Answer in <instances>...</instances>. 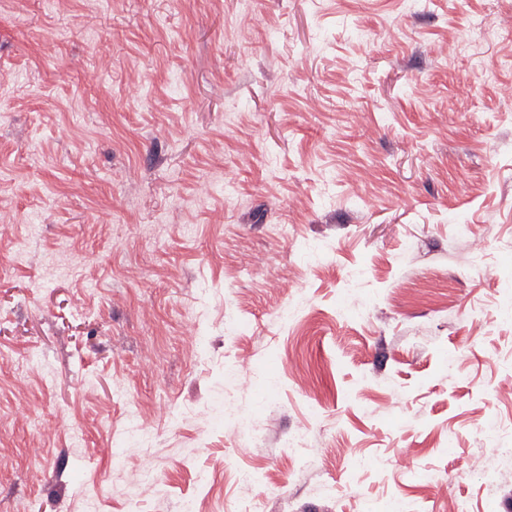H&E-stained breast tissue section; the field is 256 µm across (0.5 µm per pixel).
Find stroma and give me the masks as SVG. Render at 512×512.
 <instances>
[{
    "mask_svg": "<svg viewBox=\"0 0 512 512\" xmlns=\"http://www.w3.org/2000/svg\"><path fill=\"white\" fill-rule=\"evenodd\" d=\"M508 18L512 0H0V351L48 368L0 364V512H225L242 470L260 512H512ZM344 299L366 317L338 318ZM132 407L149 451L116 467ZM243 417L258 436H233ZM146 465L158 483L134 489Z\"/></svg>",
    "mask_w": 512,
    "mask_h": 512,
    "instance_id": "obj_1",
    "label": "stroma"
}]
</instances>
